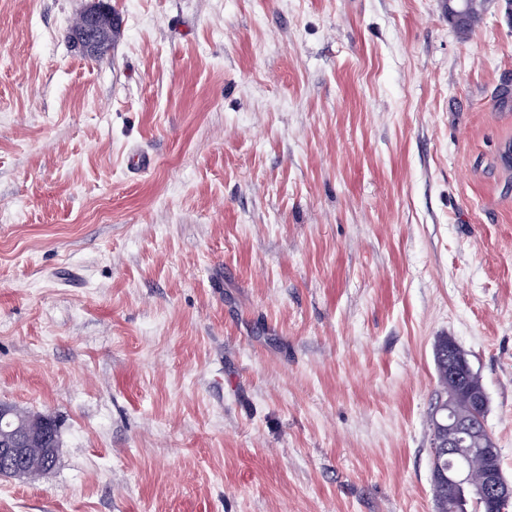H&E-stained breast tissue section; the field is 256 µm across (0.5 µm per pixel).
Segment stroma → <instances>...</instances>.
<instances>
[{
    "instance_id": "obj_1",
    "label": "stroma",
    "mask_w": 512,
    "mask_h": 512,
    "mask_svg": "<svg viewBox=\"0 0 512 512\" xmlns=\"http://www.w3.org/2000/svg\"><path fill=\"white\" fill-rule=\"evenodd\" d=\"M90 2L0 0V512H434L443 336L512 481L503 0ZM92 2L84 11L83 28L77 34L75 44L87 55H98L104 51V36L111 28V22L109 6L103 1ZM462 1H465V10ZM486 5V0H448V22L458 30L466 21L465 28L460 33L467 34L480 21ZM28 429L15 419L14 408L0 403V475L25 478L31 469ZM53 419L51 416L48 415H41L40 420L42 423V426H47L53 431V438H52V446L51 448H47L48 443L45 439L44 430H41L34 441L32 448H45V455L40 463V468L43 473H48L51 471L57 462L58 458V448H59V442L56 438V435L54 433V427H53Z\"/></svg>"
}]
</instances>
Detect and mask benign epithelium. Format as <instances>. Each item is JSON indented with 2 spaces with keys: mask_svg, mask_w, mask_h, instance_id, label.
<instances>
[{
  "mask_svg": "<svg viewBox=\"0 0 512 512\" xmlns=\"http://www.w3.org/2000/svg\"><path fill=\"white\" fill-rule=\"evenodd\" d=\"M462 0H448V23L455 29L465 23ZM111 28L109 6L102 0H95L84 11L82 30L77 34L75 44L87 55H98L104 51V36ZM468 369L453 340H448V383L461 385ZM437 415L448 423L456 433L455 441L448 444V453L438 457L436 462L448 480V512H463L468 502L493 508V512H507L512 507V482L507 480L501 469L485 471L483 481L471 485L463 460L500 454L496 442L486 431L484 421L461 414L454 400L439 404ZM28 429L25 423L15 419L14 408L0 403V475L24 478L31 469L27 445Z\"/></svg>",
  "mask_w": 512,
  "mask_h": 512,
  "instance_id": "7a95c632",
  "label": "benign epithelium"
}]
</instances>
